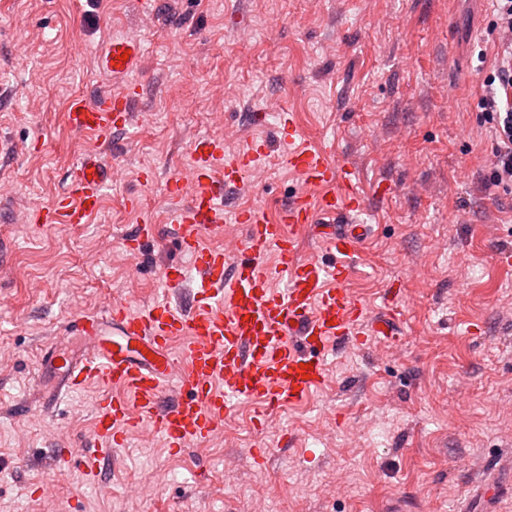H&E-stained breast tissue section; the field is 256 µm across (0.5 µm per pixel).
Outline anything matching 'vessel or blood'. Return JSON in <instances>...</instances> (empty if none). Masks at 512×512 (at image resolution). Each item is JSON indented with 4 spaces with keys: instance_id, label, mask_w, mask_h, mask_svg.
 <instances>
[{
    "instance_id": "vessel-or-blood-1",
    "label": "vessel or blood",
    "mask_w": 512,
    "mask_h": 512,
    "mask_svg": "<svg viewBox=\"0 0 512 512\" xmlns=\"http://www.w3.org/2000/svg\"><path fill=\"white\" fill-rule=\"evenodd\" d=\"M145 54L137 36H116L99 47L98 68L122 86L72 98L67 123L73 132L108 143L114 131L133 124V76ZM265 149L257 139L230 152L225 140L196 138L189 145V184L177 179L168 186L178 244L196 273L189 310L173 301L188 278L182 266L170 265L163 271L168 301L134 311L120 301L111 304L108 317H78L69 330L85 339L84 351L45 353L42 369L56 383L44 404L90 379L107 388L96 406V435L105 447H122L126 430L143 422L173 451L208 443L242 406L264 418L308 400L327 381L324 355L330 347L367 336L393 338L395 314L370 318L348 287L369 228L356 220L365 201L354 187V172L337 160L333 146L289 149L282 163L303 188L277 218L258 207L239 210V246L229 252L204 243V234L223 231L231 194L240 190L243 172L262 163ZM114 172L105 155H82L66 190L39 209L40 221L88 223ZM310 224L321 225L326 254L303 259L291 230ZM271 254L276 261L270 265ZM178 338L183 346L175 356L170 345ZM59 457L82 458L86 479L95 481L97 457L72 447Z\"/></svg>"
}]
</instances>
